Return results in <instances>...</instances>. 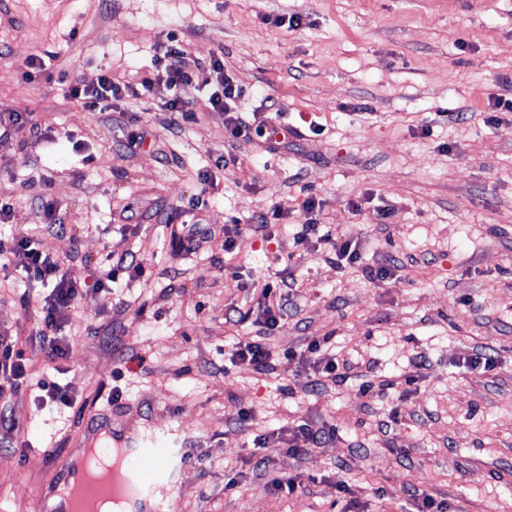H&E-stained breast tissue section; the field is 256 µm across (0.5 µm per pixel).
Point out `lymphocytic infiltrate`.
<instances>
[{
	"label": "lymphocytic infiltrate",
	"mask_w": 512,
	"mask_h": 512,
	"mask_svg": "<svg viewBox=\"0 0 512 512\" xmlns=\"http://www.w3.org/2000/svg\"><path fill=\"white\" fill-rule=\"evenodd\" d=\"M208 64L215 75V84L204 98L197 93L196 74L186 60L185 50L175 42L168 44L163 56L156 59L153 71L139 84L130 85L114 80L111 71L107 70L100 75L96 85L87 86L77 82L69 84L68 94L87 108L108 112L117 102L163 88L169 93L165 107L171 114L172 123L188 119L199 100L204 99L212 108L223 110L224 131L229 139H238L251 131L268 140L288 135L289 128L283 113L257 115L251 119L239 113L236 103L242 91L225 74L223 60L213 54ZM305 207L311 218L295 234V246L311 243L324 245L332 249L338 265L360 264L363 255L359 239L351 235L339 237L326 229L320 222V203L315 197L306 198ZM283 211V206L276 203L253 212L247 227L235 224L225 228V254L237 256L247 232L269 230L272 224L280 220ZM70 256L67 250L52 254L40 250L32 237L24 231L15 233L9 241H0V267L21 270L29 280L48 289L47 294L35 297L27 295L23 298L24 304L35 305L40 316V325L34 333L25 337L20 344L0 336V427L6 430H13L14 424L4 409L18 394L30 393L41 406L50 403L69 407L74 402L70 383L62 382L52 374L32 375L24 357V348L44 352L52 369H59L61 360L66 359L70 350V340L62 336L61 329L68 323L77 302L90 292L111 295L112 286L120 276L140 278L144 275V269L135 255L128 253L117 258L106 257L104 267L93 283L81 284L69 279L63 271ZM242 288L246 298L243 304L234 306L231 323H238L253 314L263 328L270 330L287 315L288 296L280 291L274 280L251 279L244 282Z\"/></svg>",
	"instance_id": "lymphocytic-infiltrate-1"
}]
</instances>
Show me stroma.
I'll return each mask as SVG.
<instances>
[{
  "mask_svg": "<svg viewBox=\"0 0 512 512\" xmlns=\"http://www.w3.org/2000/svg\"><path fill=\"white\" fill-rule=\"evenodd\" d=\"M293 14L298 29L278 25ZM172 35L192 57L223 58L241 112H285L288 144L228 140L223 110L205 105L169 126L163 89L122 123L67 97L65 81L92 85L106 69L139 83ZM33 55L47 56L49 78H23ZM493 95L512 98V0H0V110L51 130L38 143L0 138V197L14 204L0 239L25 228L59 250L46 193L74 238L69 279H90L109 254L137 253L145 269L115 285L128 309L92 293L64 326L73 406L25 393L9 405L17 429L0 430V512H40L96 418L127 437L178 441L177 512H417L422 493L446 512H512V112L486 124ZM454 112L472 119L455 124ZM135 120L154 127L153 146L128 149ZM311 194L322 223L361 238L363 268L294 246ZM276 202L271 240L245 239L225 266L220 227ZM126 208L138 233L113 224ZM196 218L217 234L176 252L173 231ZM386 263L387 279L367 275ZM278 272L290 305L262 335L274 356L259 371L231 358L237 335L258 326L232 329L225 313L242 281ZM9 280L0 334L24 337L36 327L21 302L33 283ZM325 335L354 370L320 386L304 349ZM288 348L303 353L296 367L279 358ZM366 379L376 391L363 392ZM305 422L336 435L288 456L272 435ZM15 440L21 449L5 454ZM264 455L269 468H256ZM281 475L300 489L266 491Z\"/></svg>",
  "mask_w": 512,
  "mask_h": 512,
  "instance_id": "stroma-1",
  "label": "stroma"
}]
</instances>
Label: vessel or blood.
<instances>
[{"mask_svg": "<svg viewBox=\"0 0 512 512\" xmlns=\"http://www.w3.org/2000/svg\"><path fill=\"white\" fill-rule=\"evenodd\" d=\"M118 460L124 468V512H174L171 493L179 473L175 449L157 436L143 435L123 442Z\"/></svg>", "mask_w": 512, "mask_h": 512, "instance_id": "vessel-or-blood-1", "label": "vessel or blood"}]
</instances>
